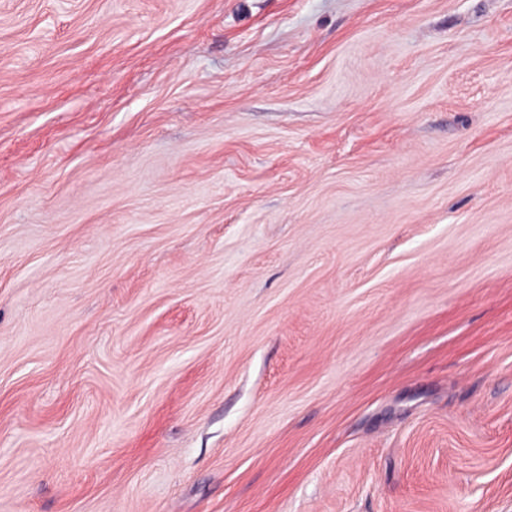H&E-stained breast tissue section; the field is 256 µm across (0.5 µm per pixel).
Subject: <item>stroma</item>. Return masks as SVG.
Returning <instances> with one entry per match:
<instances>
[{"label": "stroma", "instance_id": "obj_1", "mask_svg": "<svg viewBox=\"0 0 512 512\" xmlns=\"http://www.w3.org/2000/svg\"><path fill=\"white\" fill-rule=\"evenodd\" d=\"M0 512H512V0H0Z\"/></svg>", "mask_w": 512, "mask_h": 512}]
</instances>
